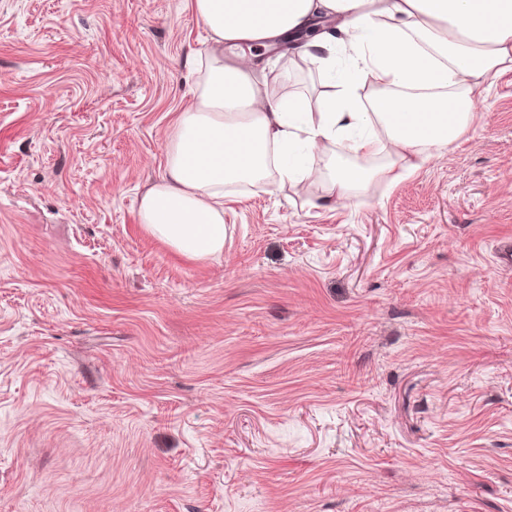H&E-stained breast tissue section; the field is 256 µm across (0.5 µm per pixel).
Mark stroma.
<instances>
[{"instance_id": "stroma-1", "label": "stroma", "mask_w": 512, "mask_h": 512, "mask_svg": "<svg viewBox=\"0 0 512 512\" xmlns=\"http://www.w3.org/2000/svg\"><path fill=\"white\" fill-rule=\"evenodd\" d=\"M211 48L188 0H0V512H512V71L395 185L229 194L195 261L138 204Z\"/></svg>"}]
</instances>
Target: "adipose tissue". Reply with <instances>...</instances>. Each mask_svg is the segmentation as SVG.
Segmentation results:
<instances>
[{"label": "adipose tissue", "instance_id": "obj_1", "mask_svg": "<svg viewBox=\"0 0 512 512\" xmlns=\"http://www.w3.org/2000/svg\"><path fill=\"white\" fill-rule=\"evenodd\" d=\"M191 9L218 49L193 62L195 104L177 113L138 218L195 260L223 252L234 189L274 171L303 181L317 161L341 198L397 183L457 142L477 99L512 71V0H192ZM304 30V56L329 76L318 106L299 95L265 101L251 60L224 59V48L267 49ZM365 81L374 91L364 101ZM381 154L386 163L371 168L348 161Z\"/></svg>", "mask_w": 512, "mask_h": 512}]
</instances>
